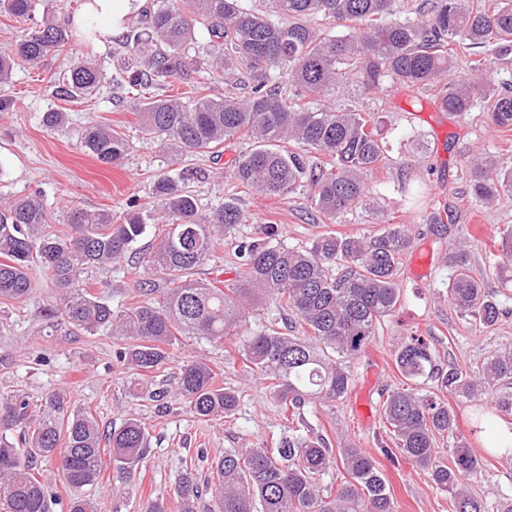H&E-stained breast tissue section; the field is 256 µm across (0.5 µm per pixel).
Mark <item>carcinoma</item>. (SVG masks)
<instances>
[{
  "mask_svg": "<svg viewBox=\"0 0 512 512\" xmlns=\"http://www.w3.org/2000/svg\"><path fill=\"white\" fill-rule=\"evenodd\" d=\"M405 2V17L395 18L398 0H259L247 8L240 0H149L137 15L145 27L115 41L108 55L119 76L106 77L93 63L76 61L58 82L62 98L85 95L109 83L155 87L175 78L187 83L200 74L250 88L243 97L169 98L151 95L138 101L144 139L183 154H203L224 141L246 137L251 148L232 160L238 184L265 196L294 192L308 180L306 207L330 222L369 201L367 175L384 166L388 145L380 118L369 109L337 110L326 98L350 87L368 97L385 81L431 89L443 112L472 111L477 100L489 103L500 130H512V88L494 86L477 66V78L463 82L451 74L458 49L495 45L512 53V0H497L489 11L476 0ZM36 0H0V11L32 19ZM322 19L347 28L331 35L314 26ZM72 41L63 24L44 22L21 31L0 50V85L16 66L36 64ZM286 69L293 89L272 83ZM81 147L100 163L117 165L129 150L125 134L110 125L87 127ZM324 161L312 167L308 154ZM471 195L492 204L512 193V168L495 175L473 164ZM156 221L165 224L147 260L155 280L139 282L144 298L121 312L89 291L82 275L106 270L132 249L150 216L130 206L110 211L71 208L64 214L68 233H50L49 213L37 192L0 204V300L24 302L34 291L32 265L50 275L58 289V312L72 326L90 333L106 331L132 340L116 353L137 371L139 391L153 402L173 398L196 417L231 415L238 393L216 384L205 360L183 365L173 390L154 387L152 374L168 361L166 347L183 338L234 348L250 373L269 382L288 418L305 407L344 399L351 386L349 362L373 341L378 325L400 302L398 271L410 244L403 224H387L373 234L326 232L308 247H285L265 240L242 242L235 276L226 280L196 277L220 245L218 233L242 223L237 199L228 197L208 215L199 212L191 191L167 177L155 183ZM496 271L512 281V230L499 241ZM448 302L484 331L511 310L485 292L474 276L469 245L458 241L449 253ZM278 316L252 329L248 318L266 299ZM293 317L297 331H281L279 320ZM394 364L405 379L388 392L382 412L401 456L427 471L433 483L453 498L452 512H512L505 496L492 511L471 489L481 459L461 440L452 463L439 461L436 440L457 436L455 409L448 400L423 392L436 383L443 393L479 405L491 398L494 409L512 412V350L489 355L478 368L443 367L422 336L405 337L394 350ZM20 432L18 448L0 434V512H51L54 496L39 481L33 462L54 458L73 490L68 512H97L82 490L99 482L101 454L107 450L116 470L140 463L149 448L144 423L127 419L101 432L92 412L70 403L63 390L46 395L32 409L29 397L0 394V431ZM64 451L56 454L59 442ZM347 478L336 486L322 482L333 469ZM216 512H395L385 475L376 460L346 445L333 453L324 435L314 432L284 438L276 452L241 448L216 461ZM182 512H195L198 487L187 474L179 478Z\"/></svg>",
  "mask_w": 512,
  "mask_h": 512,
  "instance_id": "1",
  "label": "carcinoma"
}]
</instances>
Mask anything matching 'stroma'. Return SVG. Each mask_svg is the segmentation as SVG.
<instances>
[{
  "instance_id": "stroma-1",
  "label": "stroma",
  "mask_w": 512,
  "mask_h": 512,
  "mask_svg": "<svg viewBox=\"0 0 512 512\" xmlns=\"http://www.w3.org/2000/svg\"><path fill=\"white\" fill-rule=\"evenodd\" d=\"M108 47V41L89 40L79 32L62 51L39 64L15 68L7 89L13 106L0 112V200L42 193L52 215L51 229L60 233L68 229L63 222L68 209L117 215L132 202L149 207L156 177L176 180L186 168H199L202 178L191 180L188 188L201 213H210L231 195L237 196L244 212L243 223L223 235L215 256L199 268V277L208 280L233 277L238 244L264 238L270 224L276 242L288 247L309 245L328 230L342 235L374 232L385 219L407 225L412 240L399 266L401 303L366 351L352 360L348 397L307 407L291 424L282 417L266 381L246 371L228 342L184 340L171 348L156 379L174 386L184 364L207 358L219 382L240 391L230 417L202 421L178 404L161 410L149 399L129 397L125 387L133 373L115 359L121 340L69 327L55 311L56 289L49 276L32 268V298L24 303L0 301V394L20 391L37 401L61 389L73 405L89 407L103 429L120 427L136 416L148 430V456L128 474H119L111 456L103 455L99 483L88 491L98 512H143L151 496L163 499L168 512H181L174 491L181 474L193 473L202 487L214 483L212 465L224 452L249 447L276 450L292 428L322 433L334 449L352 445L377 454L386 436L381 395L402 382L392 352L404 336L425 337L441 363L462 369L477 366L495 350L512 347V284H502L490 256L501 232L512 228V194L488 208L471 200L473 160H481L491 173L512 158V137L494 126L485 103H477L470 116L462 118L439 111L429 91L412 92L385 83L368 101L386 122L384 135L390 147L387 166L369 180L377 205L357 206L332 224L316 222L306 208L309 186L271 198L236 185L230 164L249 148L247 139L226 141L216 156L176 155L143 140L135 93L103 89L76 100L55 96V81L74 60H88L105 73H114ZM480 61L496 84L512 85V54L501 58L488 46L460 53L452 73L470 78ZM51 110L67 114V128L43 127L41 115ZM91 122H106L125 132L130 150L121 164L103 165L80 148L78 133ZM161 231V225L148 224L133 252L109 272L98 274L97 291L113 311L125 310L137 300L131 269L145 265ZM463 236L470 240L471 263L483 288L509 310L489 332L473 330L448 303V251ZM380 467L396 512H451L448 492L437 489L426 470L406 460L395 466L384 459ZM472 489L490 501L501 493L512 495V460L500 454L486 456L482 476Z\"/></svg>"
}]
</instances>
